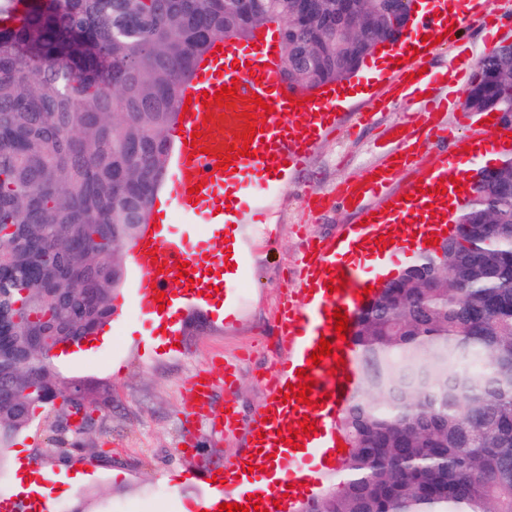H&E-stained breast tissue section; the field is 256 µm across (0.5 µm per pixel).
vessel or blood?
<instances>
[{
    "label": "vessel or blood",
    "instance_id": "b4317fda",
    "mask_svg": "<svg viewBox=\"0 0 512 512\" xmlns=\"http://www.w3.org/2000/svg\"><path fill=\"white\" fill-rule=\"evenodd\" d=\"M447 0H437L428 8L413 29L414 34H427L451 42L453 32L447 20ZM483 20L495 18L491 0H457L456 17L471 15ZM280 49L270 36L255 39L242 46L229 38L218 41L206 61L198 68L187 89L191 104L175 131L171 153V177L163 196L154 198L152 224L143 232V242L131 254L140 273L134 292L138 311L152 321V335L170 337L180 333L181 311L193 303L206 309L241 310L246 292L248 243L245 226L253 206L261 205L271 195L288 187L290 169L304 164L318 141L336 125L335 97L293 105L289 89L279 78L275 64ZM393 87L402 97L427 96L424 135L409 138L399 134L397 154L387 155L382 164L371 168L370 178L346 183L339 191L341 201L359 211L366 223L363 236L376 229L371 223L369 199L383 196L385 189L407 168L413 155L426 150L439 129L434 122L438 112H463L459 95L433 97L436 85L446 82V75L422 71L418 61L402 59L394 69ZM237 85V95L223 105H204L205 96L215 95L222 86ZM261 97V107H254V97ZM253 112L256 128L262 136L245 144L242 135L248 129L244 112ZM239 154L232 165L218 168V157L228 147ZM249 155H242V147ZM493 133L470 142L468 150L440 157L421 190L411 197L395 199L392 209L402 222H410L414 212L425 210L439 185L457 180L459 187L470 190L471 184L459 163L466 156L481 157L497 149ZM199 194H191V187ZM181 214L194 222H203L208 238L194 240L190 235H176L169 219ZM362 250L361 238L341 240L310 239L304 252L300 286L283 306L277 327L287 351L286 357L273 370V389L256 410L251 421H243L236 409L232 391L236 385L232 362L216 363L192 377L189 398L200 406L210 403L216 378H223L228 396L225 410L212 420L213 426L238 436L241 454L224 466V482L212 485L208 512H221L224 503L252 508L261 512H295L296 503L289 489L317 484L323 473L338 470L344 457L339 417L347 407L358 384L359 368L350 342L338 339L334 311L354 317L362 306L363 290L373 282V272L359 262L348 261V254ZM186 265L187 275H179V265ZM344 278L346 286L332 291L331 279ZM329 340L330 357L313 364L310 357L320 340ZM306 370L314 380L311 401L298 403L290 398L291 385L297 384L299 370ZM308 417L314 424L310 434L291 436L281 430V413ZM287 444L280 453L286 467L281 478L253 470L260 451L274 447L278 439ZM0 512H44L43 504L24 494L0 500Z\"/></svg>",
    "mask_w": 512,
    "mask_h": 512
}]
</instances>
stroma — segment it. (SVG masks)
Listing matches in <instances>:
<instances>
[{
	"label": "stroma",
	"instance_id": "35a3bbf8",
	"mask_svg": "<svg viewBox=\"0 0 512 512\" xmlns=\"http://www.w3.org/2000/svg\"><path fill=\"white\" fill-rule=\"evenodd\" d=\"M496 40L490 41L480 23L466 24L459 43L436 47L427 62L433 69L456 75L463 59L479 61L498 46L512 41V0L498 6ZM368 94L350 100L339 113L335 132L320 141L304 165L288 175V188L268 199L272 237L268 225L250 224L247 261L248 292L238 318L218 322L216 314L187 310L181 322V346L170 351L152 345L143 317L132 303L137 279L134 268L125 271L116 300L121 311L110 322L109 333L77 353L57 359L56 369L65 378L85 383L91 402L109 400L97 412L99 426L80 436L81 451L68 445H50L58 405L38 408L30 425L17 434L1 453L35 463L47 479L46 498L52 512H65L84 492H97L105 512H182L204 498L207 485L186 482L185 473L223 470L226 457L238 443L230 434L212 431L213 415L224 407V382L216 380L209 408L192 411L187 406L190 378L212 360L233 359L236 364V402L242 416H250L268 393L270 374L283 349L274 334V323L290 290L302 274L307 241L330 236L357 215L340 203L341 183L358 178L396 150L390 139L392 126L420 133V100H393L390 107L372 108L380 85L362 78ZM446 133L389 187V194L406 191L419 172L452 149L466 132L453 112L435 116ZM193 451H185L186 442ZM81 473L85 484L57 483L56 475Z\"/></svg>",
	"mask_w": 512,
	"mask_h": 512
}]
</instances>
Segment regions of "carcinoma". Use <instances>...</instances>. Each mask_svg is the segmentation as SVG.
<instances>
[{"label": "carcinoma", "mask_w": 512, "mask_h": 512, "mask_svg": "<svg viewBox=\"0 0 512 512\" xmlns=\"http://www.w3.org/2000/svg\"><path fill=\"white\" fill-rule=\"evenodd\" d=\"M406 0H0V447L73 383L44 345L104 328L167 170L178 101L215 39L287 28L278 68L309 94L350 78ZM512 130V44L464 101ZM448 248L420 254L359 312L348 447L299 512H512V156L483 168Z\"/></svg>", "instance_id": "carcinoma-1"}]
</instances>
